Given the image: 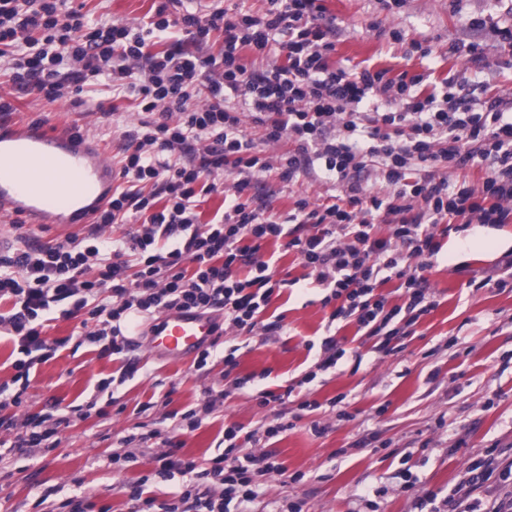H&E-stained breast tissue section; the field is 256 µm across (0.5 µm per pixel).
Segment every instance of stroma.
Returning a JSON list of instances; mask_svg holds the SVG:
<instances>
[{
    "instance_id": "35a3bbf8",
    "label": "stroma",
    "mask_w": 512,
    "mask_h": 512,
    "mask_svg": "<svg viewBox=\"0 0 512 512\" xmlns=\"http://www.w3.org/2000/svg\"><path fill=\"white\" fill-rule=\"evenodd\" d=\"M327 18L336 22L337 66L386 68L392 73H424L437 83L461 72L489 91L512 90V42L502 30H512V0H323ZM431 40V57L405 58L404 45L390 40V30ZM98 110L77 112L67 102L54 105L33 95L9 94L14 105L9 123L36 125L96 142L109 162H117L124 142L99 123L100 108L118 105L128 123L138 115L127 101H113L107 86H95ZM257 192L270 198L276 210L293 208L303 195L330 202L340 189L329 180L301 178L284 187L259 177ZM279 273L298 283L273 296L266 316H282L279 336L246 335L222 324L215 338L218 351L234 349L235 376H255L251 389L231 390L223 362L209 374L196 371L193 360H170L150 354L142 338L132 337L131 355L139 361L134 379L115 391L116 401L104 417L71 418L60 425L56 444L42 451L12 452L0 460V512H53L55 490L71 493L81 486L95 508L136 512L125 488L155 468L150 455L139 456L124 470L112 469L108 457L126 449L122 439L144 429L160 430L154 451L175 437L182 456L207 464L217 455L225 424L234 422L253 431L275 414H284L292 427L266 444L283 471L275 475L252 512H274L279 501H304V512H369L365 496L376 495L378 512H421L427 491L454 487L471 461L486 449L512 454V268L503 257L512 252V223L471 224L451 233L426 272L439 304L401 339V350L384 358L371 342L358 348V358H346L335 371L318 375L285 405L263 408L257 390L300 383L313 370L327 334L339 339L355 336V324L327 330L329 309L321 292L303 281L304 270L295 252L268 243ZM502 278L506 287L485 285V278ZM81 317H57L44 330L47 340L68 339L31 374L24 413L40 414L58 407L86 403L100 379L111 377L119 361L99 356L95 347L79 344ZM227 390L213 412L195 430L172 431L170 413L201 402L206 388ZM337 407H329L330 399ZM319 409H301L304 400ZM154 401L149 413L140 405ZM320 422L326 431L315 434ZM411 449L412 470L419 477L404 491L393 477L397 452Z\"/></svg>"
}]
</instances>
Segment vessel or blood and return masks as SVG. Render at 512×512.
<instances>
[{
    "instance_id": "1",
    "label": "vessel or blood",
    "mask_w": 512,
    "mask_h": 512,
    "mask_svg": "<svg viewBox=\"0 0 512 512\" xmlns=\"http://www.w3.org/2000/svg\"><path fill=\"white\" fill-rule=\"evenodd\" d=\"M118 178L94 143L35 126L0 128V212L29 224L90 225ZM154 354L179 360L199 353L217 334L212 314L173 312L133 324Z\"/></svg>"
}]
</instances>
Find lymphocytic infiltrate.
<instances>
[{"label": "lymphocytic infiltrate", "instance_id": "obj_1", "mask_svg": "<svg viewBox=\"0 0 512 512\" xmlns=\"http://www.w3.org/2000/svg\"><path fill=\"white\" fill-rule=\"evenodd\" d=\"M264 56L261 68L241 55ZM336 26L322 0H265L260 12L221 4L199 11L194 0H160L136 23L97 20L74 0H0V79L29 95L83 106L86 87L104 84L132 102L137 124L118 108L102 111L121 130V182L80 237L0 253V330L19 357L17 389L0 386V447L40 448L55 436L41 415L17 417L30 374L65 340L47 341L51 315L82 316L83 339L100 356H125L117 379L138 370L124 329L130 318L172 311L220 310L238 331L273 336L281 319L263 313L288 287L263 249L285 241L320 288L330 321L355 323L388 357L438 301L424 266L442 249L439 225L512 222V93L487 94L460 75L425 91L421 74L330 62ZM208 105H199L200 96ZM250 130H243V123ZM295 143L272 160L265 146ZM488 162L481 184L450 182L449 172ZM376 166L383 192L366 193L359 175ZM237 174L223 186L225 167ZM280 183L320 173L338 183L336 202L296 201L274 211L254 192L255 179ZM224 211L199 223L197 205L216 191ZM141 216L140 229L102 237L104 227ZM387 235H379L378 225ZM192 271H185V264ZM397 281L402 304L381 288ZM242 428L225 425L223 450L202 466L178 455L177 443L156 454L152 474L127 485L138 512H239L254 502L281 466L274 456L246 451ZM179 474L182 484L158 500L154 479ZM494 481L491 498L478 496ZM462 512H512V457L487 454L470 463L450 495Z\"/></svg>", "mask_w": 512, "mask_h": 512}]
</instances>
